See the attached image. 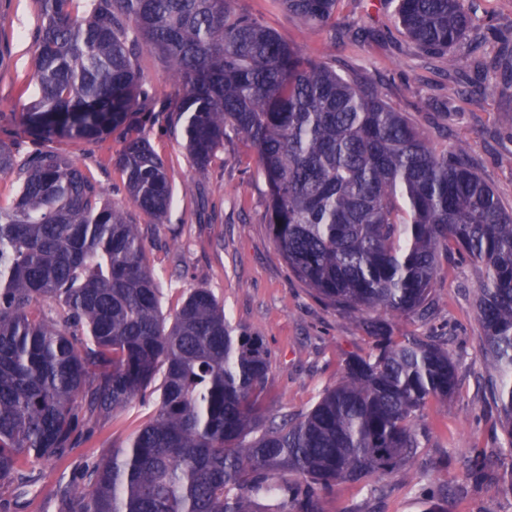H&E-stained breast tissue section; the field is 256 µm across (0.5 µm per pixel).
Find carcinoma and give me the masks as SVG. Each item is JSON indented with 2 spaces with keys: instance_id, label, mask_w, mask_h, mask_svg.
I'll use <instances>...</instances> for the list:
<instances>
[{
  "instance_id": "obj_1",
  "label": "carcinoma",
  "mask_w": 512,
  "mask_h": 512,
  "mask_svg": "<svg viewBox=\"0 0 512 512\" xmlns=\"http://www.w3.org/2000/svg\"><path fill=\"white\" fill-rule=\"evenodd\" d=\"M31 146L0 142V488L75 447L101 418L159 393L133 435L87 461L61 512H324L342 482L411 465L431 401L448 404L457 366L436 340L393 336V320L433 304L440 258L482 262L476 311L491 392L512 452V212L461 146L436 150L370 77L344 76L283 41L233 0H36ZM340 0H273L290 20L336 26ZM470 0H397L406 35L450 70ZM147 52L181 85L173 106L145 86ZM179 126L195 170L234 134L255 149L270 236L292 272L374 338L296 418L261 401L271 351L232 327L207 288L164 315L139 225L99 182L43 146L123 139V189L162 222L173 201L163 160L130 115ZM48 306L43 310L42 306Z\"/></svg>"
}]
</instances>
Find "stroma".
<instances>
[{"label": "stroma", "mask_w": 512, "mask_h": 512, "mask_svg": "<svg viewBox=\"0 0 512 512\" xmlns=\"http://www.w3.org/2000/svg\"><path fill=\"white\" fill-rule=\"evenodd\" d=\"M283 40L314 57H327L342 74H367L386 102L426 132L433 146L463 145L474 168L512 211V78L493 69L478 75L449 73L442 59L426 56L395 21L396 0H341L335 28L309 29L288 20L271 0H236ZM476 21L465 39L478 55L493 58L512 44V0H474ZM40 23L36 0L0 5V140L26 149L22 110L38 94L31 82ZM364 25L376 36L334 42L335 30ZM333 55H326L328 44ZM165 163L173 202L163 223L134 206L123 191L112 159L123 142L77 139L50 141L49 149L75 160L100 182L113 204L139 224L147 264L156 274L164 311H172L193 288L211 289L233 327L258 332L272 353L263 388L265 406L300 415L341 378L340 360L367 354L371 337L351 314L326 306L289 269L267 224L264 177L255 149L241 139L225 140L209 169L196 173L180 133L156 126L148 131ZM436 304L424 315L396 320L398 336H440L454 358L459 386L448 404L429 402L421 412L426 438L414 466L399 467L362 483H344L324 499V512H424L430 488L448 502V512H512V489L502 486L512 471L497 413L488 393L498 376L482 355L483 330L476 314L479 289L487 280L482 263L454 258L440 263ZM153 402L134 403L98 423L65 455L31 468V483L0 489V512H57L62 493L81 490L84 464L137 431L152 415ZM484 449L490 462L480 478L468 471V449Z\"/></svg>", "instance_id": "obj_1"}]
</instances>
